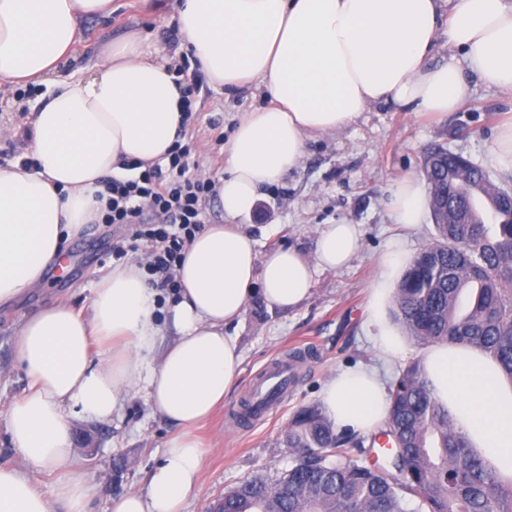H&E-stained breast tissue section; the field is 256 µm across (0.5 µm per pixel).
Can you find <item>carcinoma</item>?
<instances>
[{
    "mask_svg": "<svg viewBox=\"0 0 512 512\" xmlns=\"http://www.w3.org/2000/svg\"><path fill=\"white\" fill-rule=\"evenodd\" d=\"M447 153L428 150L421 168L429 196L448 192V213L431 210L435 241L397 284V316L415 341L478 347L512 378V199L492 190L477 163L448 177L439 162ZM388 399L385 429L370 446L384 438L389 465L353 458L359 442L312 403L282 432L294 465L244 480L213 512H512V485L473 455L419 363L402 371Z\"/></svg>",
    "mask_w": 512,
    "mask_h": 512,
    "instance_id": "carcinoma-1",
    "label": "carcinoma"
}]
</instances>
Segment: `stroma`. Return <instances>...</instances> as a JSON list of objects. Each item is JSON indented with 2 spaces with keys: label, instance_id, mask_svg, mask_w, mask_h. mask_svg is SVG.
Returning <instances> with one entry per match:
<instances>
[{
  "label": "stroma",
  "instance_id": "stroma-1",
  "mask_svg": "<svg viewBox=\"0 0 512 512\" xmlns=\"http://www.w3.org/2000/svg\"><path fill=\"white\" fill-rule=\"evenodd\" d=\"M113 6L110 18L84 19L75 57L65 71L89 67L107 43L131 32L169 49L178 46L172 0H113ZM267 103L259 91L234 93L203 85L185 133L192 172L214 179L223 176L225 142L244 113ZM511 120L512 92L477 83L458 109L441 117L381 105L343 130L309 138L300 165L262 190L252 213L240 219L242 230L256 241L258 257L288 246L312 257L318 230L336 221L356 225L359 248L343 269L318 272L309 297L297 308H272L256 293L230 326L242 357L240 375L224 398V409L198 431L205 448L201 490L187 499L185 512H211L218 499L243 480L291 468L294 456L281 442L282 430L298 408L319 401L323 386L337 371L372 366L390 385L416 362L419 344L413 340L403 358L389 364L379 360L367 321L383 256L399 250L414 257L436 235L429 217L412 229L395 224L388 209L391 189L397 180L419 175L424 152L437 144L500 177L491 150L503 124ZM124 234L115 224L87 225L68 244L67 274L47 272L19 302L0 307V407L25 386L12 347L22 315L59 298L88 309L104 273L118 261L149 253L140 245L116 258L112 246ZM299 352L306 358L299 365L296 386L283 401L247 427L227 416L226 407L243 403L261 368ZM71 427L84 466L95 479L89 512H104L112 498L145 487L167 439L176 432L140 395L128 397L120 416L111 421L81 417L73 419Z\"/></svg>",
  "mask_w": 512,
  "mask_h": 512
}]
</instances>
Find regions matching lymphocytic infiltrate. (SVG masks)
<instances>
[{
    "label": "lymphocytic infiltrate",
    "instance_id": "1",
    "mask_svg": "<svg viewBox=\"0 0 512 512\" xmlns=\"http://www.w3.org/2000/svg\"><path fill=\"white\" fill-rule=\"evenodd\" d=\"M189 153L188 146L175 144L166 163L152 164L134 179L105 183L104 223L134 226L135 239L150 242L146 271L158 288L175 287L172 271L200 229L203 203L216 193L213 179L190 173Z\"/></svg>",
    "mask_w": 512,
    "mask_h": 512
}]
</instances>
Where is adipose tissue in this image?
<instances>
[{
	"label": "adipose tissue",
	"mask_w": 512,
	"mask_h": 512,
	"mask_svg": "<svg viewBox=\"0 0 512 512\" xmlns=\"http://www.w3.org/2000/svg\"><path fill=\"white\" fill-rule=\"evenodd\" d=\"M174 8L180 47L208 83L263 89L270 102L245 113L225 144L224 221L187 246L165 308L134 261L100 277L88 310L60 300L22 317L14 353L26 386L0 411L20 463L0 466V512H88L93 484L70 421L112 420L132 393L177 431L147 485L114 498L109 512H184L205 454L193 431L239 374L227 327L256 290L270 306L296 307L318 270L344 267L358 247L355 225L336 222L319 231L313 258L288 247L261 259L236 218L301 163L309 135L341 130L378 104L454 111L473 78L512 91V0H175ZM111 15L112 0H0V94L53 88L22 124L0 131L25 140L21 159L0 167V303L23 295L64 259L72 237L101 223L106 175L127 161H161L184 139L180 61L142 35L113 43L89 73L62 72L81 19ZM426 201L421 180L398 181L395 222L421 224ZM406 266L404 253L387 254L372 292L368 322L384 361L405 350L386 308ZM419 363L469 448L512 484V379L463 344L425 345ZM321 404L337 429L362 435L384 423L388 391L377 370L356 366L327 382ZM29 468L50 470L52 484L33 486Z\"/></svg>",
	"instance_id": "obj_1"
}]
</instances>
